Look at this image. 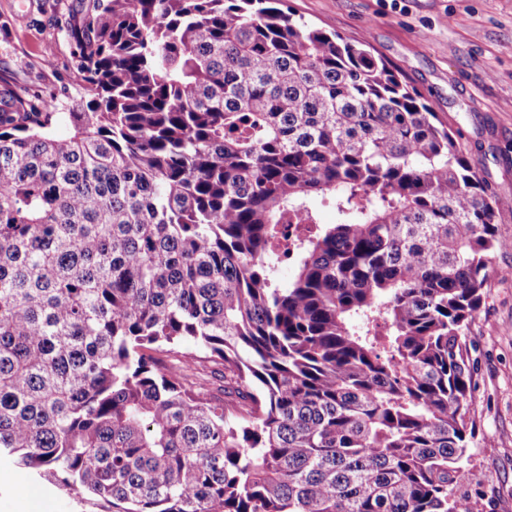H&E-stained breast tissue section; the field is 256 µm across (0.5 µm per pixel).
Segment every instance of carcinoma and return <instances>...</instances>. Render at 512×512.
Returning a JSON list of instances; mask_svg holds the SVG:
<instances>
[{
	"mask_svg": "<svg viewBox=\"0 0 512 512\" xmlns=\"http://www.w3.org/2000/svg\"><path fill=\"white\" fill-rule=\"evenodd\" d=\"M277 2L93 0L68 136L0 73V453L103 512H473L496 201Z\"/></svg>",
	"mask_w": 512,
	"mask_h": 512,
	"instance_id": "obj_1",
	"label": "carcinoma"
}]
</instances>
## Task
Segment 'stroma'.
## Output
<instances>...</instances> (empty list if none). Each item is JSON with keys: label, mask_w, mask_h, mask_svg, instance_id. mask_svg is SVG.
I'll return each instance as SVG.
<instances>
[{"label": "stroma", "mask_w": 512, "mask_h": 512, "mask_svg": "<svg viewBox=\"0 0 512 512\" xmlns=\"http://www.w3.org/2000/svg\"><path fill=\"white\" fill-rule=\"evenodd\" d=\"M91 0H0V71L19 92L54 96L73 112L70 32ZM309 26L371 52L417 88L456 135L497 203L499 236L479 319L466 338L473 368L471 460L482 473L465 487L474 512H512V0H287ZM44 512H101L21 472L0 457V512H26L28 493Z\"/></svg>", "instance_id": "1"}]
</instances>
